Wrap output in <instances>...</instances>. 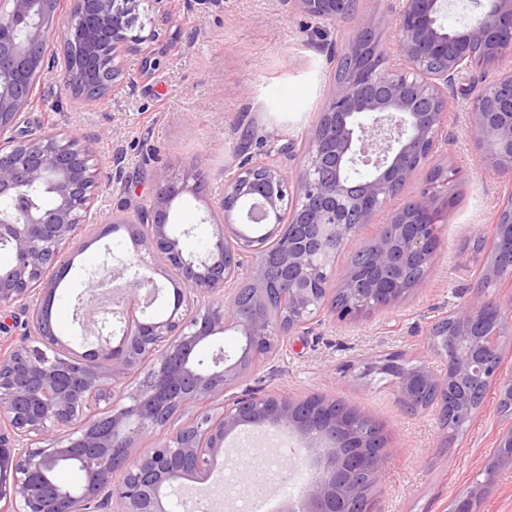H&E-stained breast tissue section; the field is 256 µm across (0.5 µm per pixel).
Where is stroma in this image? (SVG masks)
<instances>
[{
    "instance_id": "1",
    "label": "stroma",
    "mask_w": 512,
    "mask_h": 512,
    "mask_svg": "<svg viewBox=\"0 0 512 512\" xmlns=\"http://www.w3.org/2000/svg\"><path fill=\"white\" fill-rule=\"evenodd\" d=\"M396 5V0L359 2L378 26L388 66L395 61ZM166 7L170 21L161 26L154 23L153 9L142 12L155 40L149 51L123 54L121 74L106 95L89 103L75 99L53 73L20 117L26 135L73 133L93 139L97 151L95 216L52 309L63 337L78 332L75 307L92 275L116 267L130 246L121 235L102 234V227L148 205L152 172L197 182L198 194L176 201L172 220L191 229L185 249L200 251L213 233L204 220L208 205L221 196L225 173L243 156L265 159L290 144L297 154L287 165L300 166V152L335 78V58L354 36L352 23L318 22L295 0H167ZM478 77L470 72L458 84L448 140L433 158L459 174L451 219L440 228L436 260L422 286L395 307L355 323L324 316L310 332L289 336L236 388L240 394L295 398L327 393L388 430L395 449L375 493L377 512H448L456 495L483 481L500 436L512 428V418L500 413L491 391L467 427L445 439L434 409L407 413L396 401L391 378L361 374L364 364L390 354L409 366L446 370L429 346V331L472 298L483 274L473 240H493V217L512 190L481 164L483 150L467 135L466 91Z\"/></svg>"
}]
</instances>
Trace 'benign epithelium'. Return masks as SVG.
Listing matches in <instances>:
<instances>
[{
	"label": "benign epithelium",
	"mask_w": 512,
	"mask_h": 512,
	"mask_svg": "<svg viewBox=\"0 0 512 512\" xmlns=\"http://www.w3.org/2000/svg\"><path fill=\"white\" fill-rule=\"evenodd\" d=\"M0 0V247L12 262L0 268V332L17 304L32 310L33 330L0 352V512H170L184 502L176 483L205 477L224 452V440L244 425L288 431L292 467L302 472L297 492L280 512H374L368 490L379 480L391 449L374 421L361 419L346 437L336 430L344 414L321 419L336 405L324 393L305 398L251 393L224 397L257 360L285 339L332 314L356 321L395 306L411 292L406 273L431 267L439 224L448 223L454 179L430 168L426 183L382 225L368 249L357 250L346 271L336 256L427 165L447 127L456 81L479 66L488 71L512 59V0H472L481 9L472 24L441 22L453 0H400L395 42L398 62H379L374 21L358 0H294L319 22L353 20L355 55L376 48L365 64L334 80L318 113L298 170L248 156L225 177L224 196L202 218H224L202 252L183 238L191 229L170 221L175 200L199 186L153 174L149 207L112 221L132 249L121 267L132 274L112 299L120 334L98 326V288L86 289L85 327L93 349L77 353L55 333L51 309L56 275L66 272V250L80 243L84 218L98 193L96 149L87 138L52 132L26 139L16 134L22 111L49 66L47 43L64 51L66 90L80 97L108 92L121 55L151 40L141 35L143 0ZM469 138L485 149L483 162L512 178V70L481 86L471 102ZM261 214L265 233L243 225ZM512 250V193L497 212L494 243ZM259 256L248 272L246 298L229 291L236 257ZM480 287L512 279L486 254ZM178 278L175 299L159 316L152 306L162 288L156 276ZM287 319L266 317L272 304ZM496 329L479 326L488 305ZM432 327L433 350L448 362L443 376L424 366L393 373L401 408L438 412L443 428L471 419L474 386L495 388L512 401V373L505 372L502 339L512 335V304L478 294ZM231 330L238 349L201 350ZM134 377L119 387L116 371ZM193 415L171 427L183 411ZM512 463V429L502 436L487 479L452 502L451 512H477L483 490L500 466ZM84 471L76 495L60 465Z\"/></svg>",
	"instance_id": "benign-epithelium-1"
}]
</instances>
